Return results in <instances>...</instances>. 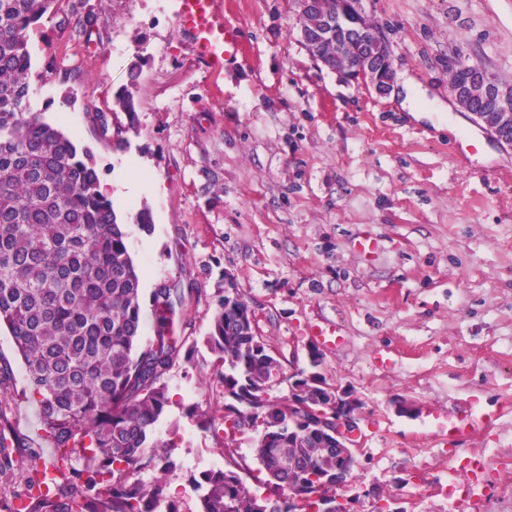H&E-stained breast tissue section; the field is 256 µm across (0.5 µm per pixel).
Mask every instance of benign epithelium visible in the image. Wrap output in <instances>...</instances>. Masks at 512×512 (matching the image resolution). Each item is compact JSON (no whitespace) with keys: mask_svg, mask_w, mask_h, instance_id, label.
I'll list each match as a JSON object with an SVG mask.
<instances>
[{"mask_svg":"<svg viewBox=\"0 0 512 512\" xmlns=\"http://www.w3.org/2000/svg\"><path fill=\"white\" fill-rule=\"evenodd\" d=\"M299 19L311 14L323 22L313 33L300 29L301 40L311 58L335 73L343 82L363 86L379 96L388 95L394 83L389 41L363 9L361 0H297ZM336 27V57L323 55L322 44L330 39L329 28ZM457 103L503 144L512 147V88L503 86L484 72L466 70L457 88L451 91ZM224 300L234 310H243L251 327L257 315L234 278L224 274ZM358 402L351 393L330 384L321 374L297 375L288 396V471L299 472L308 457L336 456V468L321 475L317 512H347L333 489L345 485L349 472L358 465L360 430L355 410ZM321 437V447H308L306 438Z\"/></svg>","mask_w":512,"mask_h":512,"instance_id":"obj_1","label":"benign epithelium"}]
</instances>
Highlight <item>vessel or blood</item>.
Returning <instances> with one entry per match:
<instances>
[{"mask_svg":"<svg viewBox=\"0 0 512 512\" xmlns=\"http://www.w3.org/2000/svg\"><path fill=\"white\" fill-rule=\"evenodd\" d=\"M177 24L191 38L196 56L212 72H221L241 50L238 29L227 24L215 0H181Z\"/></svg>","mask_w":512,"mask_h":512,"instance_id":"b4317fda","label":"vessel or blood"}]
</instances>
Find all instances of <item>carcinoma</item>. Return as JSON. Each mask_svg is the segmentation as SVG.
I'll use <instances>...</instances> for the list:
<instances>
[{"label": "carcinoma", "instance_id": "obj_1", "mask_svg": "<svg viewBox=\"0 0 512 512\" xmlns=\"http://www.w3.org/2000/svg\"><path fill=\"white\" fill-rule=\"evenodd\" d=\"M55 2L0 0V326L24 360L22 398L38 405L60 462L57 476L39 478L47 463L0 409V512H16L17 500L24 512H181L165 477L173 462L154 431L171 403L166 378L188 340L175 335L185 289L155 290L154 334L141 343L140 273L124 225L99 192L93 156L30 110L28 32ZM94 26L88 9L72 33L88 42ZM97 122L104 139L125 141L128 129L103 113ZM206 344L219 367L201 383L221 389L224 434L244 435L261 417L288 438V398L258 394L282 365L250 327L224 324L222 291ZM13 381L0 358L1 396ZM254 455L253 487L221 468L193 478L198 512H311L312 500L288 510L301 479L288 474V449L262 440ZM148 470L159 475L146 483L140 474Z\"/></svg>", "mask_w": 512, "mask_h": 512}]
</instances>
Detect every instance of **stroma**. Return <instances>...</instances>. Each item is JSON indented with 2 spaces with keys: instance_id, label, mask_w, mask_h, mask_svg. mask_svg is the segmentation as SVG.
<instances>
[{
  "instance_id": "stroma-1",
  "label": "stroma",
  "mask_w": 512,
  "mask_h": 512,
  "mask_svg": "<svg viewBox=\"0 0 512 512\" xmlns=\"http://www.w3.org/2000/svg\"><path fill=\"white\" fill-rule=\"evenodd\" d=\"M77 3L58 0L29 33L30 108L90 149L102 180L141 184L112 205L141 275L142 338L153 334V292L187 291L178 313L192 354L167 377L156 429L175 444L167 480L182 512H198L199 471L232 458L247 481L258 468L251 436L229 448L186 416L194 404L221 414L219 388L199 379L214 370L204 339L227 272L285 375L311 372L307 348L319 344L323 376L360 402L349 512L381 499L469 512L456 485L474 457L486 465L481 512H512L502 493L512 485V147L457 104L448 75L453 57L512 85V0H363L389 40L397 88L385 97L317 68L296 0H217L245 43L217 75L179 30V0H87L89 42L58 26ZM409 79L431 118L403 108ZM124 88L135 116L113 108ZM100 112L127 126L122 148L100 137ZM473 132L485 154L466 152ZM144 208L148 232L136 221ZM365 236L369 254L357 250ZM320 327L340 343L320 344ZM0 358L14 371L8 416L50 455L4 327ZM466 413L479 425L444 445L437 424Z\"/></svg>"
}]
</instances>
